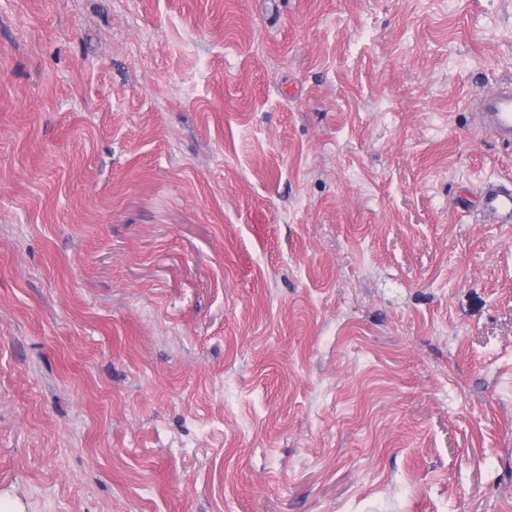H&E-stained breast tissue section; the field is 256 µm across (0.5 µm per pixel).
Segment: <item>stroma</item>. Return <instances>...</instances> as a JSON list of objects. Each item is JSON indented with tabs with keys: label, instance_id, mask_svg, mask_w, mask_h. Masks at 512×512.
Instances as JSON below:
<instances>
[{
	"label": "stroma",
	"instance_id": "1",
	"mask_svg": "<svg viewBox=\"0 0 512 512\" xmlns=\"http://www.w3.org/2000/svg\"><path fill=\"white\" fill-rule=\"evenodd\" d=\"M512 0H0V512H512ZM475 115L480 127L492 131L502 142L512 143L511 89H500L481 97ZM480 201L497 224H512V185L488 183L481 190Z\"/></svg>",
	"mask_w": 512,
	"mask_h": 512
}]
</instances>
